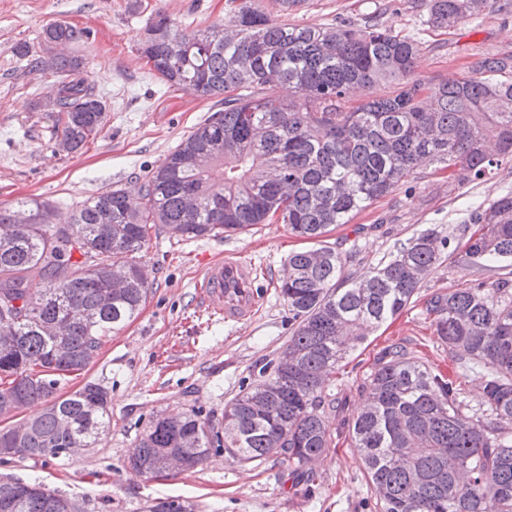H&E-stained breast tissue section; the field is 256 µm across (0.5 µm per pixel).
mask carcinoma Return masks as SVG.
<instances>
[{"mask_svg":"<svg viewBox=\"0 0 512 512\" xmlns=\"http://www.w3.org/2000/svg\"><path fill=\"white\" fill-rule=\"evenodd\" d=\"M426 22L452 29L465 18L511 12L512 0H425ZM88 35L66 22L43 29L40 50L13 52L58 80L60 144L80 150L103 128L106 105L84 62L45 54ZM412 35L377 23L308 27L273 20L260 0H240L228 19L179 31L162 12L140 47L158 77L201 97H224V111L199 125L146 176L134 197L105 190L69 224L52 222L47 201L0 205V417L35 402L46 408L0 430L11 456L57 458L94 448L110 425L108 392L87 383L57 395L84 370L103 338L134 318L152 284L139 254L152 230L177 238L222 237L274 215L315 247L288 256L278 283L296 327L284 351L297 364L260 370V381L224 406L221 430L195 412L156 417L129 464L147 476L202 463L233 448L246 461L280 454L306 475L333 444L325 416L341 412L326 392L361 337L397 315L448 254L462 270L497 271L425 301L434 334L462 372L454 379L396 343L365 378L366 404L343 420L380 512H512V192L467 206L461 242L426 231L409 238L357 279L322 237L348 224L398 186L435 165L461 185L512 164V52L473 59L467 72L431 89L410 79L420 54ZM287 85L296 96L284 99ZM498 150L489 154L485 140ZM126 256L122 264L113 261ZM481 368L476 405L461 377ZM0 512H77L76 503L34 481L0 480ZM147 512H194L175 499Z\"/></svg>","mask_w":512,"mask_h":512,"instance_id":"carcinoma-1","label":"carcinoma"}]
</instances>
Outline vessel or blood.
<instances>
[{
	"instance_id": "b4317fda",
	"label": "vessel or blood",
	"mask_w": 512,
	"mask_h": 512,
	"mask_svg": "<svg viewBox=\"0 0 512 512\" xmlns=\"http://www.w3.org/2000/svg\"><path fill=\"white\" fill-rule=\"evenodd\" d=\"M251 266L232 256L208 262L198 284V302L211 316L230 323L249 320L260 299Z\"/></svg>"
}]
</instances>
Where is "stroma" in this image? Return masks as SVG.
I'll return each mask as SVG.
<instances>
[{
    "label": "stroma",
    "mask_w": 512,
    "mask_h": 512,
    "mask_svg": "<svg viewBox=\"0 0 512 512\" xmlns=\"http://www.w3.org/2000/svg\"><path fill=\"white\" fill-rule=\"evenodd\" d=\"M423 0H302L281 12L264 0L267 13L289 23L327 27L380 25L415 34L421 52L413 76L430 86L457 77L479 56L512 51V13L467 19L452 33L428 29ZM226 0H0V204L19 199L51 202L55 221L69 223L89 196L107 189L137 192L144 176L195 127L222 110L215 98L162 82L139 52L155 12L181 30H199L223 20ZM61 21L90 30L89 39L66 46L83 59L90 80L106 103L100 134L83 149L67 153L43 102L52 92L51 74L30 70L13 52L20 42L38 46L43 29ZM512 190V168L461 185L433 166L396 188L325 236L347 254V276L356 278L415 234L432 230L459 237L467 219L465 199L491 201ZM287 225L258 224L229 237L181 239L160 232L141 253L152 289L139 315L105 339L93 362L61 389L69 395L86 382L105 387L111 423L100 444L53 460L11 458L0 476L39 479L79 501L84 512H146L149 503L188 500L197 512H378L356 449L347 441L316 463L312 499L298 494V479L282 456L239 463L211 452L191 471L171 470L150 478L130 467L128 457L160 414L200 411L214 426L224 406L276 359L295 323L277 288L291 251L304 248ZM233 255L255 269L263 300L256 315L232 324L212 318L196 305L197 271L204 256ZM416 301L366 336L345 360V375H334L329 390L343 402L341 419L364 404L362 380L386 346L401 342L416 355L453 373L456 363L434 335Z\"/></svg>",
    "instance_id": "obj_1"
}]
</instances>
